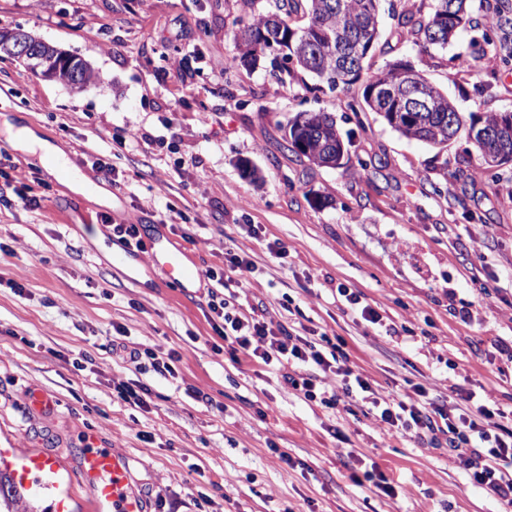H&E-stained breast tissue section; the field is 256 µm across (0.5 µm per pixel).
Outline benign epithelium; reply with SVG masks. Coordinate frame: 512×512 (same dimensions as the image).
I'll return each mask as SVG.
<instances>
[{
  "instance_id": "1",
  "label": "benign epithelium",
  "mask_w": 512,
  "mask_h": 512,
  "mask_svg": "<svg viewBox=\"0 0 512 512\" xmlns=\"http://www.w3.org/2000/svg\"><path fill=\"white\" fill-rule=\"evenodd\" d=\"M27 62L34 74L49 80L63 78L72 87L86 83L87 65L23 30L0 29V54Z\"/></svg>"
}]
</instances>
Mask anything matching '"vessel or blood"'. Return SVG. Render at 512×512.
Masks as SVG:
<instances>
[{
    "instance_id": "vessel-or-blood-1",
    "label": "vessel or blood",
    "mask_w": 512,
    "mask_h": 512,
    "mask_svg": "<svg viewBox=\"0 0 512 512\" xmlns=\"http://www.w3.org/2000/svg\"><path fill=\"white\" fill-rule=\"evenodd\" d=\"M156 263L184 288L203 278L199 266L181 251L161 247ZM11 468L15 479L35 492L54 485L58 474L55 456L43 452L22 456ZM78 473L92 491L96 512H147L146 500L133 483L128 456L106 445L95 433L84 435Z\"/></svg>"
}]
</instances>
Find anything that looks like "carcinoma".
<instances>
[{"instance_id":"carcinoma-1","label":"carcinoma","mask_w":512,"mask_h":512,"mask_svg":"<svg viewBox=\"0 0 512 512\" xmlns=\"http://www.w3.org/2000/svg\"><path fill=\"white\" fill-rule=\"evenodd\" d=\"M259 0H242L244 15L239 17L235 34L236 54L225 58V69L250 67L271 56V67L281 71L292 63L315 76L329 88L348 91L362 83L361 110L379 114L396 132L408 139L423 141L438 152L463 138L479 126L486 130L482 140L472 143L481 159L479 169L503 175L508 158L491 162L503 153H512V112H484L466 120L439 87L420 72L418 86L434 98L431 110L408 120L401 115L398 94L401 82L398 63L362 75L363 62L379 39L380 0H275L273 8L259 10ZM401 33L426 52L431 47L445 48L457 35L468 32L464 50L453 54L449 67L454 76L473 77L480 65L491 63V80L476 87L480 93L494 87L500 71L512 70V0H405L397 13ZM288 150L322 166L332 151L344 160L351 138H343L336 119L329 112H299L284 128ZM23 490L12 474L0 469V499L7 510Z\"/></svg>"}]
</instances>
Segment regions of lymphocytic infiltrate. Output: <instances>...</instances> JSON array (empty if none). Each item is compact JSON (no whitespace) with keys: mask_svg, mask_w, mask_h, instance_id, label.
<instances>
[{"mask_svg":"<svg viewBox=\"0 0 512 512\" xmlns=\"http://www.w3.org/2000/svg\"><path fill=\"white\" fill-rule=\"evenodd\" d=\"M225 271L207 268V306L224 323L223 339L231 356L250 361L285 366L283 382L304 400L335 408L341 398L368 405L389 435H406L419 443L445 445L450 451L469 449L463 465L472 485L483 489L501 507L512 512V412L492 404L474 391L457 390V402L447 406L430 398L426 388L418 386L413 396L399 400L380 397L368 376L347 366L344 355L326 349L320 340L301 336L285 328H272L255 316H245L234 304L235 291L244 287L255 271L246 253L225 247ZM334 374L340 391H328L321 375Z\"/></svg>","mask_w":512,"mask_h":512,"instance_id":"f902f5d3","label":"lymphocytic infiltrate"}]
</instances>
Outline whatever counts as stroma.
Here are the masks:
<instances>
[{
	"instance_id": "35a3bbf8",
	"label": "stroma",
	"mask_w": 512,
	"mask_h": 512,
	"mask_svg": "<svg viewBox=\"0 0 512 512\" xmlns=\"http://www.w3.org/2000/svg\"><path fill=\"white\" fill-rule=\"evenodd\" d=\"M240 14L239 0H0V28L40 37L99 75L74 92L0 55V125L30 128L88 183L79 192L59 181L0 129V448L52 450L62 479L37 505L64 492L72 512H94L76 471L88 429L129 457L151 512H497L447 449L389 437L354 402L305 401L278 366L233 361L205 286L181 290L156 265L162 243L203 268L223 267L230 245L256 266L237 293L243 308L327 334L384 398L420 384L444 401L451 386H481L512 409V359L492 347L512 337V203L501 184L477 172L444 178L466 141L436 157L378 114L351 112L360 87L332 90L305 72L284 85L264 58L225 72ZM396 25L382 13L366 72L403 60L462 115L512 111V73L478 94L475 79L448 69L456 46L424 55ZM322 108L353 135L340 169L297 157L283 139L289 117ZM16 164L25 183L12 178ZM317 193L332 205L317 206ZM116 224L138 225L143 242L122 272L112 265ZM275 240L285 258L269 254ZM340 284L364 293L381 325L338 302ZM119 328L178 354L176 375L136 371L112 350ZM81 353L90 362L77 371L69 360ZM137 379L152 390L149 410L112 397ZM34 387L55 399L54 413L28 408ZM374 465L401 494L351 481Z\"/></svg>"
}]
</instances>
